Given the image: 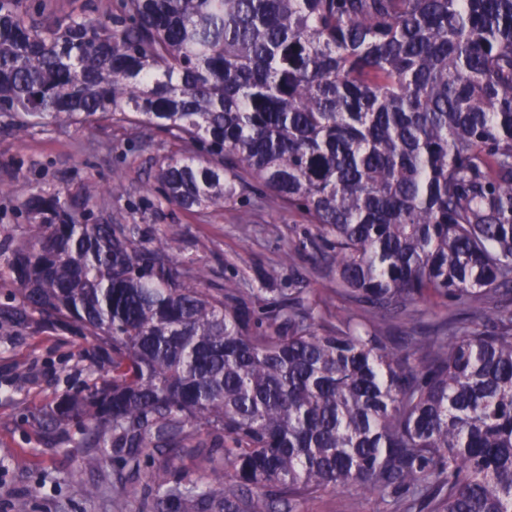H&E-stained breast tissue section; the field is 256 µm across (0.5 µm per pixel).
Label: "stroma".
Listing matches in <instances>:
<instances>
[{
  "mask_svg": "<svg viewBox=\"0 0 512 512\" xmlns=\"http://www.w3.org/2000/svg\"><path fill=\"white\" fill-rule=\"evenodd\" d=\"M170 150L132 127L108 123L51 124L24 135L0 129V231H10L16 243L26 237L20 202L29 193L87 187L98 195L92 222L175 228L178 259L204 265L211 278L258 287L260 273L300 235L304 219L273 203L254 209L248 224L239 223L234 207L187 212L161 203L151 190L152 173ZM283 281L314 289L330 308L340 305L328 273L313 270L308 257L296 258ZM83 349L69 333L35 322L0 325V512H149L135 485L120 496L103 485L97 497L86 498L81 485L116 478L120 462L108 453L99 469H84L77 425L45 428L58 396L94 378ZM295 512H389V505L357 489L328 490Z\"/></svg>",
  "mask_w": 512,
  "mask_h": 512,
  "instance_id": "35a3bbf8",
  "label": "stroma"
}]
</instances>
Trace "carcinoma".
<instances>
[{
	"label": "carcinoma",
	"instance_id": "carcinoma-1",
	"mask_svg": "<svg viewBox=\"0 0 512 512\" xmlns=\"http://www.w3.org/2000/svg\"><path fill=\"white\" fill-rule=\"evenodd\" d=\"M0 116L159 134L166 204L272 197L310 224L257 305L172 233L84 221L91 190L22 200L0 321L91 346L99 376L47 426L80 419L86 469L112 449L115 493L139 480L155 512H295L329 487L512 512V0H0ZM303 253L344 314L276 288ZM450 302L416 335L419 306Z\"/></svg>",
	"mask_w": 512,
	"mask_h": 512
}]
</instances>
